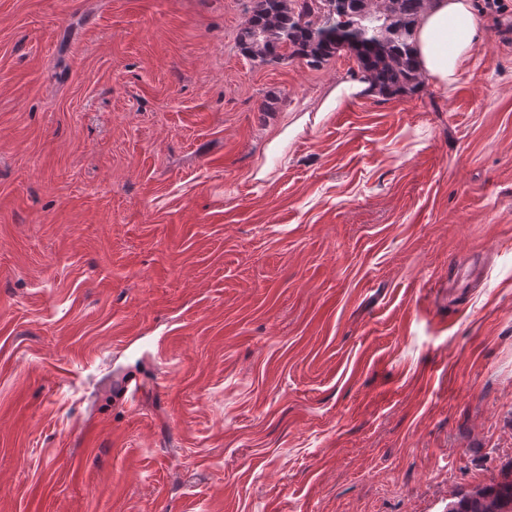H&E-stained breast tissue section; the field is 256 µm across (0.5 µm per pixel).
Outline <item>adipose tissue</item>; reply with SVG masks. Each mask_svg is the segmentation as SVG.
<instances>
[{"mask_svg": "<svg viewBox=\"0 0 512 512\" xmlns=\"http://www.w3.org/2000/svg\"><path fill=\"white\" fill-rule=\"evenodd\" d=\"M479 31L470 0H429L413 36L423 74L448 89L469 62Z\"/></svg>", "mask_w": 512, "mask_h": 512, "instance_id": "ef3b65f1", "label": "adipose tissue"}]
</instances>
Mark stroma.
<instances>
[{
    "instance_id": "35a3bbf8",
    "label": "stroma",
    "mask_w": 512,
    "mask_h": 512,
    "mask_svg": "<svg viewBox=\"0 0 512 512\" xmlns=\"http://www.w3.org/2000/svg\"><path fill=\"white\" fill-rule=\"evenodd\" d=\"M473 2L449 93L327 110L354 59L252 61L253 0H0V512L512 480V0Z\"/></svg>"
}]
</instances>
